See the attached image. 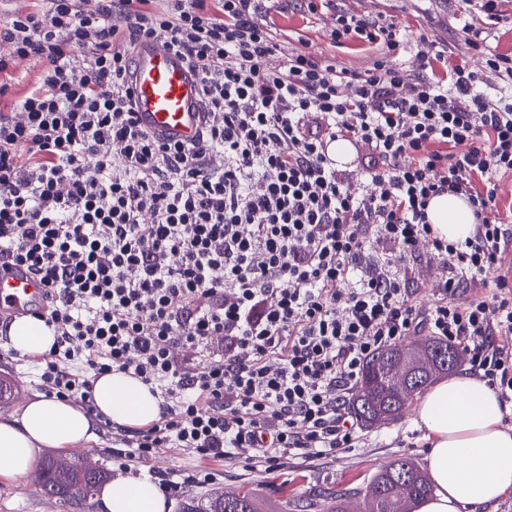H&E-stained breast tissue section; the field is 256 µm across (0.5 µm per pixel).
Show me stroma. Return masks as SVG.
<instances>
[{"mask_svg": "<svg viewBox=\"0 0 512 512\" xmlns=\"http://www.w3.org/2000/svg\"><path fill=\"white\" fill-rule=\"evenodd\" d=\"M344 9L357 14H380L401 22L407 28L410 41L435 40L448 45L449 65H477L473 50L458 37L454 8L448 0H345ZM270 24L278 32L290 37H304L309 52L335 55L342 66L363 71L371 67L375 51L357 52L347 48L333 49L329 30V15L271 12ZM39 365L0 346V378L13 383L19 390L17 398L0 402V417L16 412L23 402L38 394L37 374ZM366 439L359 448L333 457L299 458L288 461L279 470L269 471L254 465L243 467L218 458H206L188 454L176 448L160 451L156 459L144 464L127 458L118 462L112 458V437L99 431L97 443L91 444L88 454L100 462L110 473L147 476L159 471L170 479L179 481L188 473L205 469L214 476V482L203 489H193L189 498L204 501L212 492L253 490L270 503L285 500L299 503H316L326 508L324 498L331 490L353 492L366 487L372 476L386 463L396 458H409L422 463L428 446L423 430L414 424L413 410L392 423L366 429ZM0 512H67L65 506L43 494L36 482L15 485L0 480Z\"/></svg>", "mask_w": 512, "mask_h": 512, "instance_id": "obj_1", "label": "stroma"}]
</instances>
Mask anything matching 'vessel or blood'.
Listing matches in <instances>:
<instances>
[{
	"label": "vessel or blood",
	"instance_id": "1",
	"mask_svg": "<svg viewBox=\"0 0 512 512\" xmlns=\"http://www.w3.org/2000/svg\"><path fill=\"white\" fill-rule=\"evenodd\" d=\"M128 81L142 127L174 141L195 139L203 110L198 82L168 49L165 38L139 44ZM41 295V288L25 271L0 274V317L28 315Z\"/></svg>",
	"mask_w": 512,
	"mask_h": 512
}]
</instances>
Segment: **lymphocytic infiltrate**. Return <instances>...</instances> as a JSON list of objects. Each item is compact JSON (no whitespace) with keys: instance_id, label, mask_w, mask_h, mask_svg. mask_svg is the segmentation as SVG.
Wrapping results in <instances>:
<instances>
[{"instance_id":"lymphocytic-infiltrate-1","label":"lymphocytic infiltrate","mask_w":512,"mask_h":512,"mask_svg":"<svg viewBox=\"0 0 512 512\" xmlns=\"http://www.w3.org/2000/svg\"><path fill=\"white\" fill-rule=\"evenodd\" d=\"M464 22L480 70L431 77L444 49L382 16L334 10L333 46L295 47L268 0H34L0 12V269L45 286L56 340L40 388L89 403L119 369L162 400L145 429L112 426L146 462L160 449L282 467L363 436L344 412L365 362L420 332L461 347L512 408V54L482 52L500 0ZM162 35L195 73L203 123L185 144L138 123L126 75ZM409 52L411 62L400 55ZM39 71L22 94L17 61ZM344 140L360 175L329 154ZM462 198L473 231L435 234L430 199ZM443 273L419 294L405 266Z\"/></svg>"}]
</instances>
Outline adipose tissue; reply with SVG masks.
Masks as SVG:
<instances>
[{"label":"adipose tissue","mask_w":512,"mask_h":512,"mask_svg":"<svg viewBox=\"0 0 512 512\" xmlns=\"http://www.w3.org/2000/svg\"><path fill=\"white\" fill-rule=\"evenodd\" d=\"M428 220L440 237L465 240L473 229L469 206L443 195L429 203ZM55 337L43 321L24 316L6 328L5 347L22 356L50 352ZM92 409L42 394L19 411L0 418V479L22 485L45 449L86 448L107 420L146 428L160 416L159 397L138 378L120 370L99 375L92 388ZM495 392L465 372L441 381L420 400L414 423L428 440L424 463L432 492L416 512H459L464 506L491 504L512 490V426L504 425ZM96 500L100 512H165L166 499L148 477L118 476L103 484Z\"/></svg>","instance_id":"obj_1"}]
</instances>
